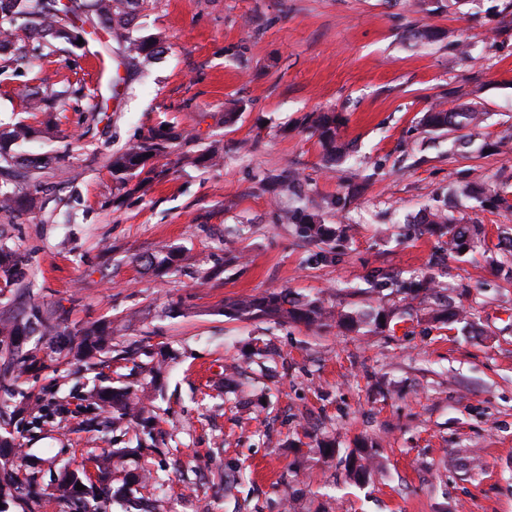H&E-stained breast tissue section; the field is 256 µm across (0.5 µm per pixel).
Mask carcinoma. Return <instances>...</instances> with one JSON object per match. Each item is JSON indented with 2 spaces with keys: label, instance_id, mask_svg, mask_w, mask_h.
<instances>
[{
  "label": "carcinoma",
  "instance_id": "obj_1",
  "mask_svg": "<svg viewBox=\"0 0 512 512\" xmlns=\"http://www.w3.org/2000/svg\"><path fill=\"white\" fill-rule=\"evenodd\" d=\"M139 0H70L65 4L61 0H0V58L10 63L13 71L27 67L32 59L29 42H50L66 40L61 25L71 28L79 19L77 11L84 9L94 14L101 21V29L114 33L124 43L122 60L125 66L133 67L140 60L144 61L158 53L159 40L151 37H135L127 32L132 24ZM485 109L479 102L469 105L444 108L438 104L424 113L422 123L431 130L452 133L469 126L478 127L483 123ZM305 121L317 136L324 158L329 163L343 159L348 152V145L337 137L336 116L328 113L310 114ZM30 137L29 128L22 124L0 126V142L21 145ZM169 137L163 133L132 141L125 148L112 156V175L120 184H125L127 177L134 176L145 162L155 156L168 152ZM460 193L477 200L483 206L511 207L506 196L495 192L487 196L474 185H465ZM34 199H23L16 194L15 187L0 172V211L21 213L25 207L33 204ZM284 219L295 225L299 237L308 242L325 244L339 235L340 230L327 224L317 214L305 209L284 216ZM425 231L440 237H448V244L460 251L471 250L481 245V230H474L468 224L448 215L442 209H435L431 218L422 221ZM183 256L174 250H161L146 257L149 266L170 270L177 266ZM0 277L10 282L18 277V261L8 253L0 250ZM414 296L423 293L431 295L438 301V309L434 318L448 323H460L467 320V313L455 305L454 299L442 294L431 286V281L422 279L416 287L410 289ZM243 314L253 317L269 318L279 324L289 322L306 325L319 324L328 319H336V323L348 330L362 325L373 324L380 328L399 318L396 305L385 302L370 311L340 310L334 312L327 309L318 299L306 301L290 300L286 295L276 291H265L249 299L235 303ZM59 325L46 318L38 324L22 322L16 318L0 320L1 336H28L35 331L51 335L58 332ZM114 330L110 326H99L88 333L78 350L85 358L97 352L110 350ZM143 375V381L132 386L116 390H98L84 397L85 408L90 412H104L108 409L118 414V420L126 424L127 429L135 430L147 426L153 420L151 392L156 390L157 378L162 372V364L143 367L134 364ZM134 453L130 448H121L110 457L94 456L90 459L95 469L96 483H91L86 465L76 468L58 479L54 488L56 498L75 506H80L87 490H77V483L90 482V488L97 491L95 512H107L111 501L112 475L125 471L124 462ZM125 484L135 483L145 491L156 489L159 477L152 469L144 466L139 473L124 475ZM45 496L33 483L22 486V482L10 469L0 471V512H10V508L33 509L38 501Z\"/></svg>",
  "mask_w": 512,
  "mask_h": 512
}]
</instances>
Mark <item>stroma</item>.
<instances>
[{
	"mask_svg": "<svg viewBox=\"0 0 512 512\" xmlns=\"http://www.w3.org/2000/svg\"><path fill=\"white\" fill-rule=\"evenodd\" d=\"M440 2L143 0L133 33L162 50L120 79L101 71L120 52L102 31L0 75V121L35 130L12 154L52 160L15 180L42 185L36 209L0 212V248L22 260L18 281L0 278V316L60 324L0 340V437L20 448L21 478L44 488L125 446L111 414L88 422L82 396L123 386L129 363L73 356L78 331L112 322L115 349L164 363L152 461L171 512H512V283L491 268L512 256L450 252L418 223L440 207L490 241L512 234V209L459 192L479 175L512 200V0ZM427 27L440 38L418 41ZM76 81L51 114L25 111ZM473 100L488 116L463 129L465 146L419 123L434 102ZM312 112L339 117L345 162L324 160ZM162 129L175 142L146 164L151 191L118 187L113 153ZM215 147L220 161H203ZM301 198L344 229L336 247L282 222ZM230 236L241 259L228 266ZM169 246L189 256L178 271L140 263ZM422 277L461 289L469 324L431 321L429 299L377 332L230 309L273 289L344 309L399 303ZM263 345L272 358L252 356ZM20 351L37 365L4 371ZM241 468L250 481L212 484Z\"/></svg>",
	"mask_w": 512,
	"mask_h": 512,
	"instance_id": "stroma-1",
	"label": "stroma"
}]
</instances>
